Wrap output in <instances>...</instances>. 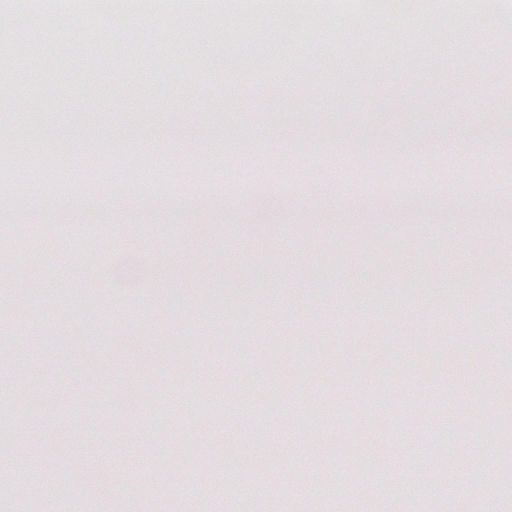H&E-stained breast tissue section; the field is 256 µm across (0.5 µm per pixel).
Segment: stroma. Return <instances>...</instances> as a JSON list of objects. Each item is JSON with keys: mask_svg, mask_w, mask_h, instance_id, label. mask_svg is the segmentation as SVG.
Segmentation results:
<instances>
[{"mask_svg": "<svg viewBox=\"0 0 512 512\" xmlns=\"http://www.w3.org/2000/svg\"><path fill=\"white\" fill-rule=\"evenodd\" d=\"M297 23L246 0H226L208 26L188 31L175 14L114 24L113 41L154 45L163 67L131 65L122 79L90 64L88 40L70 24L63 44L32 55L15 38L18 14H38L41 0H0V49L23 80L0 95V252L17 236L45 232L39 252L0 264V512H88L83 490L95 463L121 493L129 512H169L188 505L183 457L171 439L217 452L236 445V475L205 476L200 498L238 499L262 489L279 503L272 470L295 465L293 448L313 445L319 458L309 494L292 512H348L372 501L376 512H438L428 497L404 498L402 485L432 484L436 473L421 456L447 459L436 442L434 414L445 411L448 388L461 393L472 438L457 466L496 485L491 512H512V487L500 485L505 422L500 371L512 360L491 311L512 307L500 292L512 260V213L473 205L474 188L494 197L512 190L502 157L512 150V79L461 63L445 80L448 45L465 42L512 60V0H501L499 25L479 20L472 0H412L407 14L379 13L371 0H297ZM408 17L420 43L399 35ZM256 21L265 57L254 69L224 72L226 95L211 85L187 88L202 64L198 45L216 54L251 53L238 29ZM388 32L377 46L372 36ZM68 74L48 89L27 82L58 49ZM405 55L408 68L393 59ZM316 58L302 69L305 57ZM155 102L147 111L143 102ZM49 140L70 162L112 167V188L98 207L68 205L85 194L67 164L40 169L38 183L19 175L28 157L21 142ZM354 149L338 153L337 142ZM411 140L415 153L393 151ZM385 150L366 154L365 142ZM200 171L224 170V188L185 192L183 203L148 209L135 163H157L179 174L180 158ZM356 164L370 176L403 174L414 196L401 210L355 207L360 192L320 182L328 169ZM272 203L255 209L252 197ZM78 241L63 252L54 241ZM481 270L485 293L448 301ZM471 323L448 329L449 315ZM484 352L494 363L473 372ZM222 356L223 387L205 381V365ZM335 398L336 419H323V395ZM220 400V417L196 427L199 405ZM398 409L408 428L368 430L356 442L361 457L374 444L394 447L407 465L391 483H336L341 469L338 421L377 418ZM307 424H300V417ZM169 485L154 486L155 470Z\"/></svg>", "mask_w": 512, "mask_h": 512, "instance_id": "obj_1", "label": "stroma"}]
</instances>
